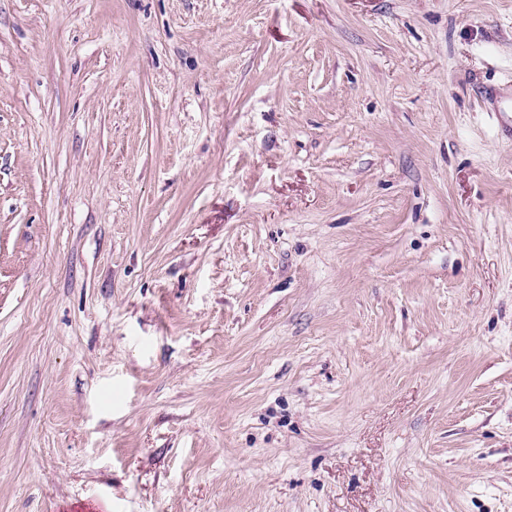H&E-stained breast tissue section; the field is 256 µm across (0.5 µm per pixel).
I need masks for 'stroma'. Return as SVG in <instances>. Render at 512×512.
<instances>
[{
  "label": "stroma",
  "mask_w": 512,
  "mask_h": 512,
  "mask_svg": "<svg viewBox=\"0 0 512 512\" xmlns=\"http://www.w3.org/2000/svg\"><path fill=\"white\" fill-rule=\"evenodd\" d=\"M512 0H0V512H512Z\"/></svg>",
  "instance_id": "obj_1"
}]
</instances>
